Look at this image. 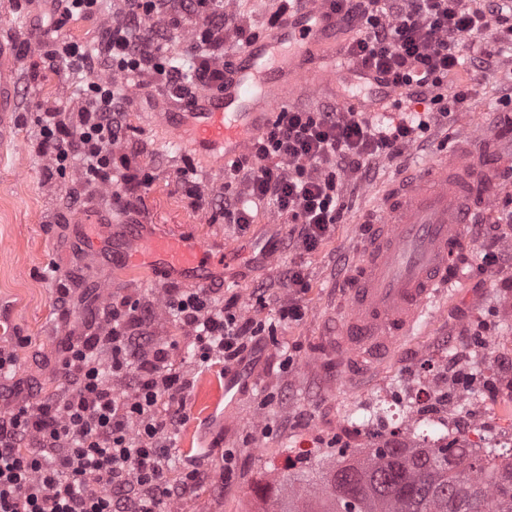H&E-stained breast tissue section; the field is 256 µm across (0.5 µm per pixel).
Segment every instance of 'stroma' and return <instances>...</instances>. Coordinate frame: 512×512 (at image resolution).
I'll use <instances>...</instances> for the list:
<instances>
[{
    "instance_id": "obj_1",
    "label": "stroma",
    "mask_w": 512,
    "mask_h": 512,
    "mask_svg": "<svg viewBox=\"0 0 512 512\" xmlns=\"http://www.w3.org/2000/svg\"><path fill=\"white\" fill-rule=\"evenodd\" d=\"M50 0L17 5L0 0V40L11 44L19 60L18 108L10 144L0 153V349L17 354V375L29 380L31 401L51 395L59 387L60 360L68 336L84 332L92 309L127 296L147 298L154 304L158 336L180 335L165 311L168 286L144 272H119L100 279V259L80 249L72 238L76 215H87L119 225L135 217L150 224H178L185 231L221 235L239 248L231 277L222 285L224 295H237L242 316L264 324L267 333L234 366L243 379L233 407L224 405V378L217 370H203L177 349L176 363L194 379L186 398L187 420L174 434L173 455L180 462H197L211 480L194 493L165 501L164 512H268L272 500L266 491L276 488L287 470L315 469L337 447L357 454L362 447L353 436L337 441L345 410L367 400L377 384L400 379L426 349L456 345L478 318L500 310L501 334L512 336V297L500 289L512 278V263L498 274L477 270L482 249L474 241L464 265L462 281L441 296L414 334L404 341L377 372L353 382H337L319 364L318 341L344 309L342 286L360 257L362 227L381 194L408 173L452 150L464 131H491L499 113L512 97V81L488 92L490 71L512 67V53L494 58L489 70L468 74L474 95L467 111L453 112L447 123L426 132L422 144L412 146L395 163H380L371 181H344L347 207L333 237L306 256L309 289L302 297L307 311L298 323L278 322L275 312L288 299L279 284L282 270L294 258L285 250L290 226L287 218L271 224L263 220L247 230L226 223L219 205L193 207L177 172L190 168L200 187L219 185L222 173L173 143V134L161 117L160 90L127 83L130 104L123 149L134 166L151 173L149 185L131 196L129 208L114 203L122 190L120 176L111 185H88L77 169L49 174V161L37 150L41 109L59 106L76 111L84 102L86 83L64 66H49L41 46L45 27L51 26ZM280 243L274 262L260 264L252 246L257 240ZM66 283L75 297L68 310L55 302L57 283ZM269 290L266 306L253 298L258 287ZM307 438L314 447L302 457L295 443Z\"/></svg>"
}]
</instances>
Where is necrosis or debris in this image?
I'll list each match as a JSON object with an SVG mask.
<instances>
[{"label":"necrosis or debris","instance_id":"1","mask_svg":"<svg viewBox=\"0 0 512 512\" xmlns=\"http://www.w3.org/2000/svg\"><path fill=\"white\" fill-rule=\"evenodd\" d=\"M512 336L495 321L463 347L432 348L408 369L405 383H381L352 406L344 424L368 448L452 446L487 454L512 447V372L499 357Z\"/></svg>","mask_w":512,"mask_h":512}]
</instances>
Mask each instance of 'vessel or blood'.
<instances>
[{
    "mask_svg": "<svg viewBox=\"0 0 512 512\" xmlns=\"http://www.w3.org/2000/svg\"><path fill=\"white\" fill-rule=\"evenodd\" d=\"M332 0H298L287 25L240 49L223 88L198 91L189 104L169 113L175 139L211 163L229 169L301 95L339 80L350 66L347 53L329 41ZM18 61L0 41V144L14 127ZM468 149L425 166L420 175L382 194L357 271L345 290L348 311L336 335L322 339L324 365L337 378L352 379L379 368L411 336L428 308L458 279L470 248L468 225L480 222L491 204L496 166L512 165L490 134H472ZM75 232L88 251H102L103 270L139 269L169 284L208 287L229 266L224 240L189 234L176 226L129 221L113 232L97 220L87 235L85 216Z\"/></svg>",
    "mask_w": 512,
    "mask_h": 512,
    "instance_id": "obj_1",
    "label": "vessel or blood"
}]
</instances>
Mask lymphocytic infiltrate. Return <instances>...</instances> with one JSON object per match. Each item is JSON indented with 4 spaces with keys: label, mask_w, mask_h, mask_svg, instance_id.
<instances>
[{
    "label": "lymphocytic infiltrate",
    "mask_w": 512,
    "mask_h": 512,
    "mask_svg": "<svg viewBox=\"0 0 512 512\" xmlns=\"http://www.w3.org/2000/svg\"><path fill=\"white\" fill-rule=\"evenodd\" d=\"M463 0H335L338 23L358 26L347 52L360 75L404 91L422 111L379 121L354 110L284 109L233 164L224 182V217L247 229L254 206L288 217L289 245L297 260L283 270L284 322L305 315L299 296L308 286L304 258L316 252L340 223L345 204L339 175L369 180L375 165L393 161L421 133L442 125L470 98L467 85L449 88V76L485 65L512 46V0H484L482 9ZM193 25L191 73L170 66L172 30ZM232 25L223 0H124L95 50L62 42L46 51L51 62L90 78L76 113L46 106L38 150L52 169H78L85 183L108 185L116 151L125 141L126 97L111 83L93 80L96 67L147 78L181 101L202 87L218 88L233 61L224 52ZM490 34L473 55L457 41ZM166 309L186 332L199 367L243 360L264 327L239 313L236 297L214 289L171 290ZM150 301L121 298L94 315L96 332L68 341L57 394L31 403L15 375L16 354L0 349V375L15 399L0 416V512H161L177 492L203 486L198 465L180 468L171 480L172 434L185 420L184 398L192 382L173 359L178 344L156 341Z\"/></svg>",
    "instance_id": "f902f5d3"
}]
</instances>
